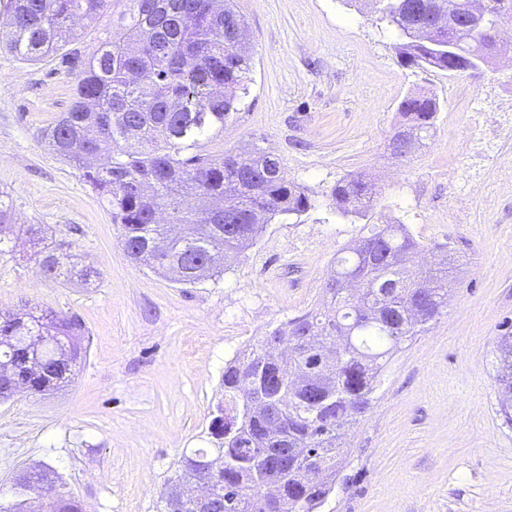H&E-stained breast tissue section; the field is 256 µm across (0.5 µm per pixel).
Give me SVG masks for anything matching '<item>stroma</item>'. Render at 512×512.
<instances>
[{"label":"stroma","instance_id":"stroma-1","mask_svg":"<svg viewBox=\"0 0 512 512\" xmlns=\"http://www.w3.org/2000/svg\"><path fill=\"white\" fill-rule=\"evenodd\" d=\"M250 32V92L205 151L277 155L315 207L279 219L216 278L192 285L131 262L102 200L41 133L76 79L0 51V194L13 205L16 253L0 260V311H56L83 324L86 358L50 396L0 402V491L45 464L94 512H157L186 450L209 445L224 364L327 299L338 256L367 236L336 216L331 191L363 174L378 184L372 221L407 224L424 254L449 244L448 307L393 357L319 512H512V428L499 415L501 337L512 334V52L450 75L402 66L393 29L365 0H238ZM441 110L406 158L389 139L407 94ZM471 107H462V99ZM470 198L459 218L455 196ZM69 243L92 281H52L27 225Z\"/></svg>","mask_w":512,"mask_h":512}]
</instances>
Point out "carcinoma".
Returning a JSON list of instances; mask_svg holds the SVG:
<instances>
[{
  "instance_id": "carcinoma-1",
  "label": "carcinoma",
  "mask_w": 512,
  "mask_h": 512,
  "mask_svg": "<svg viewBox=\"0 0 512 512\" xmlns=\"http://www.w3.org/2000/svg\"><path fill=\"white\" fill-rule=\"evenodd\" d=\"M118 0H0V48L27 62L57 60L77 77L70 108L44 130L50 149L78 170L108 203L120 228L127 257L158 274L174 273L194 285L219 276L226 264L255 244L266 225L299 217L314 207L302 187L288 179L280 160L255 147L224 152L219 160L203 153L206 142L224 132V122L248 94V26L236 0H126L112 30L85 55L71 47L80 18L107 13ZM381 19L393 27L396 51L406 67L449 72L448 19L432 21L425 37L416 24L429 0H375ZM397 128L415 142L434 128L439 103L425 92L399 105ZM337 215L355 221L372 216L380 203L375 183L363 177L336 182ZM12 208L0 196V259L14 255ZM37 247L33 258L56 281L93 277L72 255L47 242L44 227L26 228ZM420 243L405 224L376 226L370 235L336 259L326 292L329 302L274 329L288 347L269 357V337L224 365V399L209 424L210 448L182 456L169 478L160 512H196L173 490L199 479L197 461H217L208 479L219 512H266L258 489L263 464L250 448L288 445L293 454L281 466L274 512H318L347 454L342 438L369 408L384 359L424 331L448 306V262L417 268ZM33 323L35 336H59L43 351L45 365L34 372L20 329ZM74 315L44 312L0 313V361L13 365V379L37 392L71 382L85 348ZM309 336L313 347L332 354L313 380L321 399L293 388L296 373L314 356L295 346ZM496 383L499 415L512 427V336L501 337ZM320 464L323 479L310 481L307 457ZM60 512H82L53 472ZM40 481H13L0 497V512H37Z\"/></svg>"
}]
</instances>
